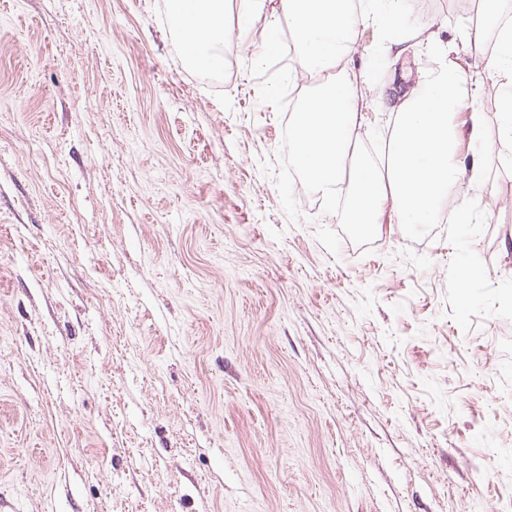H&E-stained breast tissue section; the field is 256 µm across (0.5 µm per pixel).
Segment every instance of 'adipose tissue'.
<instances>
[{"instance_id": "obj_1", "label": "adipose tissue", "mask_w": 512, "mask_h": 512, "mask_svg": "<svg viewBox=\"0 0 512 512\" xmlns=\"http://www.w3.org/2000/svg\"><path fill=\"white\" fill-rule=\"evenodd\" d=\"M280 0L312 70L321 78L315 95L298 112L295 153L309 179L325 195L347 190L353 200L350 223L376 224L384 202H392L409 224H424L446 203L459 176L456 117L463 105L465 71L456 60L422 72L398 105L385 167L361 158L353 133L363 120V100L340 63L352 52L359 22L388 27L393 7L376 0ZM487 24L496 26L498 53L488 76L505 94L508 121L501 141L512 150V25L498 21V0H480ZM225 0H168L186 55L206 68L221 65L216 47L224 38Z\"/></svg>"}]
</instances>
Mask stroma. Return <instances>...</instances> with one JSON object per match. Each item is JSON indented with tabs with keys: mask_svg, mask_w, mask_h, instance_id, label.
<instances>
[{
	"mask_svg": "<svg viewBox=\"0 0 512 512\" xmlns=\"http://www.w3.org/2000/svg\"><path fill=\"white\" fill-rule=\"evenodd\" d=\"M362 25L380 96L474 58L458 0ZM188 61L166 0H0V512H512V167L494 88L457 116L476 220L355 237L293 149L291 22ZM480 188L472 190L471 176Z\"/></svg>",
	"mask_w": 512,
	"mask_h": 512,
	"instance_id": "obj_1",
	"label": "stroma"
}]
</instances>
